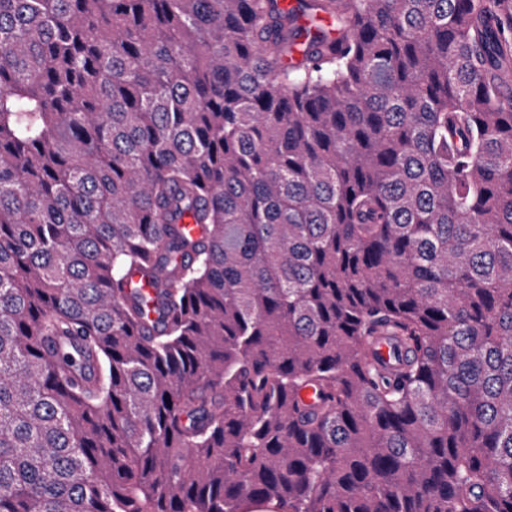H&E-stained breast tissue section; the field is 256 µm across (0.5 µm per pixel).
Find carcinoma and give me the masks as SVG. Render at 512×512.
<instances>
[{
  "label": "carcinoma",
  "mask_w": 512,
  "mask_h": 512,
  "mask_svg": "<svg viewBox=\"0 0 512 512\" xmlns=\"http://www.w3.org/2000/svg\"><path fill=\"white\" fill-rule=\"evenodd\" d=\"M510 95L512 0H0V512H512Z\"/></svg>",
  "instance_id": "cac0c4a2"
}]
</instances>
